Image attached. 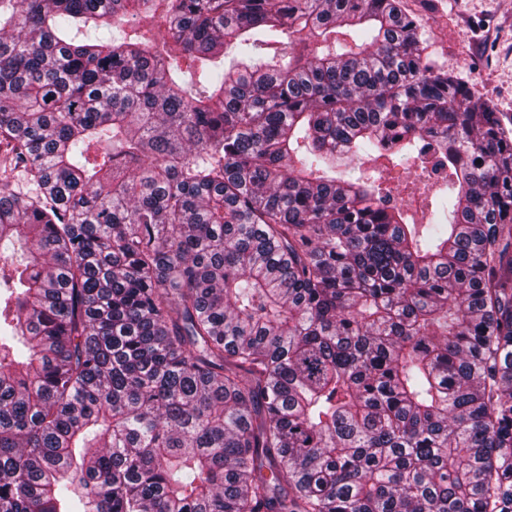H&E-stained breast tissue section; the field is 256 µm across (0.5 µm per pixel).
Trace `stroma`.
I'll return each instance as SVG.
<instances>
[{
	"label": "stroma",
	"mask_w": 512,
	"mask_h": 512,
	"mask_svg": "<svg viewBox=\"0 0 512 512\" xmlns=\"http://www.w3.org/2000/svg\"><path fill=\"white\" fill-rule=\"evenodd\" d=\"M404 6L429 35L435 57L490 98L512 127V0H404ZM388 179L393 195L408 199L415 223H426L437 186L406 164L391 168Z\"/></svg>",
	"instance_id": "35a3bbf8"
}]
</instances>
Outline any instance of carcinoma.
I'll use <instances>...</instances> for the list:
<instances>
[{
  "label": "carcinoma",
  "instance_id": "obj_1",
  "mask_svg": "<svg viewBox=\"0 0 512 512\" xmlns=\"http://www.w3.org/2000/svg\"><path fill=\"white\" fill-rule=\"evenodd\" d=\"M429 48L403 0H0V512H512V128ZM389 175L387 176V173ZM420 170L415 171L408 164H402L391 167L385 176L389 179V186L393 195L408 199L405 204L408 208V214L414 218L415 224H426L429 217V211L425 208L426 203L433 199V196L439 192V185H433L432 182L421 181L417 174ZM416 201L412 202L411 201Z\"/></svg>",
  "mask_w": 512,
  "mask_h": 512
}]
</instances>
